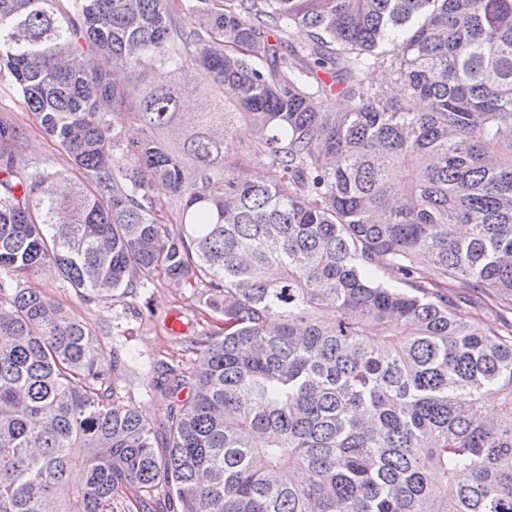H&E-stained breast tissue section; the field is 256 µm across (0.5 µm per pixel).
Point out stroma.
I'll use <instances>...</instances> for the list:
<instances>
[{"label":"stroma","mask_w":512,"mask_h":512,"mask_svg":"<svg viewBox=\"0 0 512 512\" xmlns=\"http://www.w3.org/2000/svg\"><path fill=\"white\" fill-rule=\"evenodd\" d=\"M0 120L25 132L22 154L29 163L79 180L67 153L7 86L0 87ZM20 284L44 291L91 329L113 363L108 390L112 405L136 407L156 438H164L170 400L153 387L158 363L192 370L196 356L188 349L189 339L222 325L221 314L205 305V287L159 276L136 295L105 301L82 297L69 283L48 274L21 279ZM173 316L181 323L176 332L168 326Z\"/></svg>","instance_id":"obj_1"}]
</instances>
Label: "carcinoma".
Returning <instances> with one entry per match:
<instances>
[{
    "label": "carcinoma",
    "instance_id": "obj_1",
    "mask_svg": "<svg viewBox=\"0 0 512 512\" xmlns=\"http://www.w3.org/2000/svg\"><path fill=\"white\" fill-rule=\"evenodd\" d=\"M57 2L0 0V85L82 176L0 121V512H512V0ZM43 271L205 284L224 326L156 381L165 442L13 285ZM0 120L25 132L22 154L32 166H48L69 181L81 179L67 153L44 132L36 115L22 104L8 86L0 87ZM253 139L254 133L252 128L248 124L241 122L234 131L232 138L226 141V155L230 160H240L248 163L251 165L254 172L262 173L263 169L261 166H257L256 162L250 160L243 152V149L249 145Z\"/></svg>",
    "mask_w": 512,
    "mask_h": 512
}]
</instances>
